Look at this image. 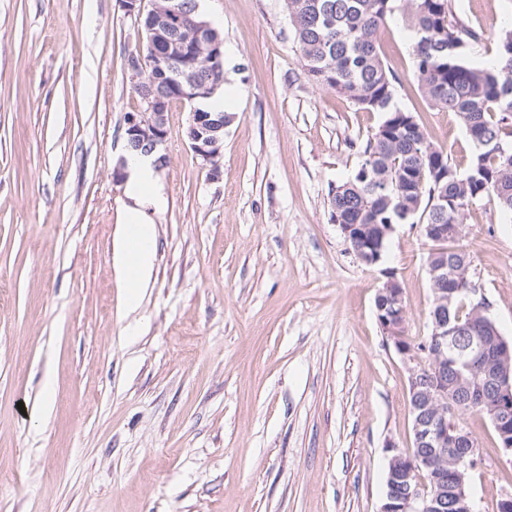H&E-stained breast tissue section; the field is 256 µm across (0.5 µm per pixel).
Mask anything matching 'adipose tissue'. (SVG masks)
<instances>
[{"label": "adipose tissue", "mask_w": 512, "mask_h": 512, "mask_svg": "<svg viewBox=\"0 0 512 512\" xmlns=\"http://www.w3.org/2000/svg\"><path fill=\"white\" fill-rule=\"evenodd\" d=\"M152 157L125 153L124 193L129 199L121 216L123 232L114 244V259L124 270L128 304H136L141 288L147 287L155 253L152 214L164 199Z\"/></svg>", "instance_id": "1"}]
</instances>
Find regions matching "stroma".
I'll list each match as a JSON object with an SVG mask.
<instances>
[{"label": "stroma", "instance_id": "1", "mask_svg": "<svg viewBox=\"0 0 512 512\" xmlns=\"http://www.w3.org/2000/svg\"><path fill=\"white\" fill-rule=\"evenodd\" d=\"M202 7L233 94L221 177L171 102L155 262L131 308L112 240L124 116L143 109L127 58L145 43L119 0H0V512H380L391 450L413 445L408 365L375 298L393 273L407 336L428 335L429 246L398 224L369 266L331 219L382 115L308 79L285 0ZM451 7L483 34L470 62L493 63L512 0ZM413 38L399 10L379 33L395 101L464 167L468 136L424 104ZM459 245L512 340V222L476 203ZM462 419L475 512H498L512 455Z\"/></svg>", "mask_w": 512, "mask_h": 512}]
</instances>
